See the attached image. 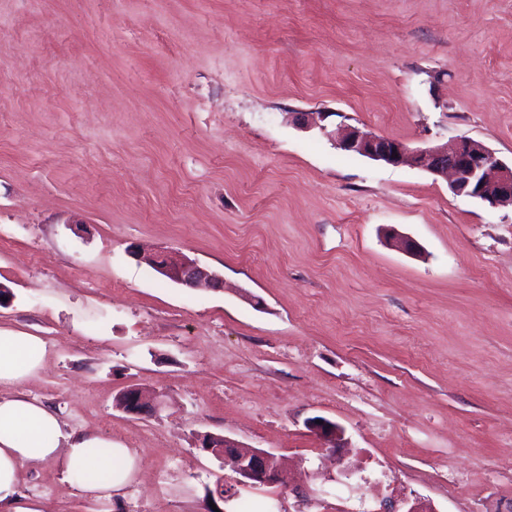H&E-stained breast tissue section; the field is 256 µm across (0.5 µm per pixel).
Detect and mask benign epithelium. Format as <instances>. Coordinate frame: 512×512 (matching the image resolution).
Instances as JSON below:
<instances>
[{"label":"benign epithelium","mask_w":512,"mask_h":512,"mask_svg":"<svg viewBox=\"0 0 512 512\" xmlns=\"http://www.w3.org/2000/svg\"><path fill=\"white\" fill-rule=\"evenodd\" d=\"M340 149L368 157L388 165L402 164L424 168L436 175H451L450 188L457 196L479 199L492 207H512V165H507L483 143L462 139L450 146L411 148L387 136L341 124L334 131ZM388 244L400 251L421 255L419 246L409 237L393 233ZM140 259L170 280L189 287L217 288L224 284L216 273L196 261L176 253L144 254ZM119 408L129 415L149 418L158 414L162 401L139 387L127 389L119 396ZM311 432L330 448H343L341 428L321 418L306 421ZM198 447L222 460L224 466L241 481L253 485L285 486L289 484L288 468L275 454L261 448L247 447L225 435L204 434Z\"/></svg>","instance_id":"7a95c632"}]
</instances>
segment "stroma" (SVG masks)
<instances>
[{"instance_id":"obj_1","label":"stroma","mask_w":512,"mask_h":512,"mask_svg":"<svg viewBox=\"0 0 512 512\" xmlns=\"http://www.w3.org/2000/svg\"><path fill=\"white\" fill-rule=\"evenodd\" d=\"M298 112L511 163L512 0H0V327L46 344L25 395L140 460L109 499L22 464L42 512H207L219 483L225 512H512V209ZM132 386L158 416L117 406ZM205 433L285 458L292 488L239 483ZM140 259L161 275L182 285L217 288L224 284L218 274L200 266L195 260L176 253L143 254ZM319 420V423H316ZM311 432L322 438L328 448H346L341 428L327 419L313 418L306 422Z\"/></svg>"}]
</instances>
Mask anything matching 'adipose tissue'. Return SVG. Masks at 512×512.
<instances>
[{"mask_svg":"<svg viewBox=\"0 0 512 512\" xmlns=\"http://www.w3.org/2000/svg\"><path fill=\"white\" fill-rule=\"evenodd\" d=\"M45 357L41 337L0 328V512H41L21 491V463L55 464L64 481L99 496L123 488L136 465L122 443L100 434H69L55 411L20 394Z\"/></svg>","mask_w":512,"mask_h":512,"instance_id":"adipose-tissue-1","label":"adipose tissue"}]
</instances>
